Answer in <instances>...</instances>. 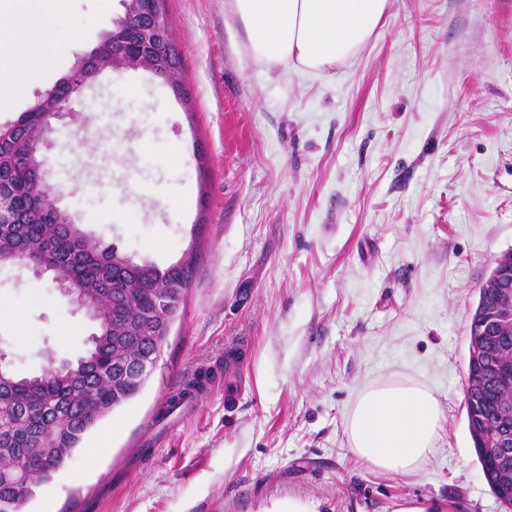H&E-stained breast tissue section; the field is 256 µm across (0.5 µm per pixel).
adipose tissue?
<instances>
[{
	"instance_id": "adipose-tissue-1",
	"label": "adipose tissue",
	"mask_w": 512,
	"mask_h": 512,
	"mask_svg": "<svg viewBox=\"0 0 512 512\" xmlns=\"http://www.w3.org/2000/svg\"><path fill=\"white\" fill-rule=\"evenodd\" d=\"M390 0H225L245 34L244 49L268 67L289 65L323 80L371 40ZM61 0H0V106L41 73L35 45L64 26ZM443 414L436 394L409 379L367 386L344 418L350 451L384 473L411 475L428 460Z\"/></svg>"
}]
</instances>
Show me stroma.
<instances>
[{
	"label": "stroma",
	"instance_id": "stroma-1",
	"mask_svg": "<svg viewBox=\"0 0 512 512\" xmlns=\"http://www.w3.org/2000/svg\"><path fill=\"white\" fill-rule=\"evenodd\" d=\"M75 29L0 110L17 119L88 55L122 0H63ZM188 99L108 68L52 121L41 152L94 241L196 276L140 392L101 419L28 512H505L464 405L469 331L512 251V0H391L371 42L323 81L245 53L224 0H165ZM0 348L21 376L81 355L94 329L51 275L0 269ZM242 398L224 407V356ZM214 374L192 412L158 418L179 381ZM430 388L441 436L413 475L350 451L343 419L369 384ZM159 444L102 489L148 433Z\"/></svg>",
	"mask_w": 512,
	"mask_h": 512
}]
</instances>
